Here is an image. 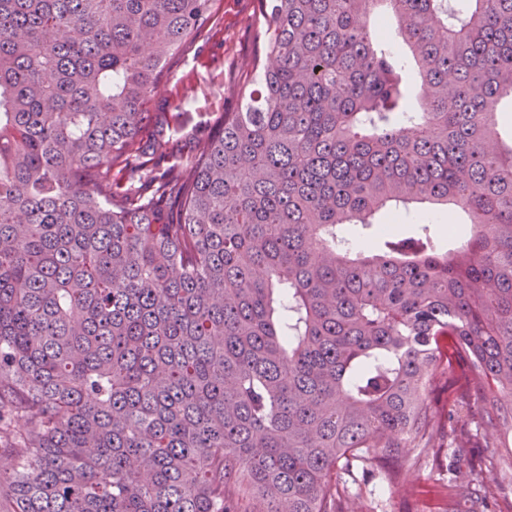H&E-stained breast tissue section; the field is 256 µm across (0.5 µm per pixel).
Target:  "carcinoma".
Wrapping results in <instances>:
<instances>
[{"label":"carcinoma","instance_id":"cac0c4a2","mask_svg":"<svg viewBox=\"0 0 512 512\" xmlns=\"http://www.w3.org/2000/svg\"><path fill=\"white\" fill-rule=\"evenodd\" d=\"M216 2L0 0V512H340L350 462L443 448L444 393L512 470V0H258L236 109L164 167ZM445 210L451 251L387 223ZM430 217L433 218L431 223H433L434 231L444 250L457 248L465 240L469 224H465L466 221L463 218H459L454 214H451V217H449L448 213L433 214ZM444 224H447L448 228L451 229L450 234L444 232Z\"/></svg>","mask_w":512,"mask_h":512}]
</instances>
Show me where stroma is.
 <instances>
[{
  "instance_id": "35a3bbf8",
  "label": "stroma",
  "mask_w": 512,
  "mask_h": 512,
  "mask_svg": "<svg viewBox=\"0 0 512 512\" xmlns=\"http://www.w3.org/2000/svg\"><path fill=\"white\" fill-rule=\"evenodd\" d=\"M257 13L258 0H217L211 20L168 59L149 103L150 111L180 115L167 151L187 157L224 111L235 108L236 88L252 59ZM480 410L471 394L449 403L445 452L409 450L398 481H389L388 464L355 461L344 487V512H507L512 471L488 470L484 443L490 431ZM452 471L474 478L465 498L448 488Z\"/></svg>"
}]
</instances>
